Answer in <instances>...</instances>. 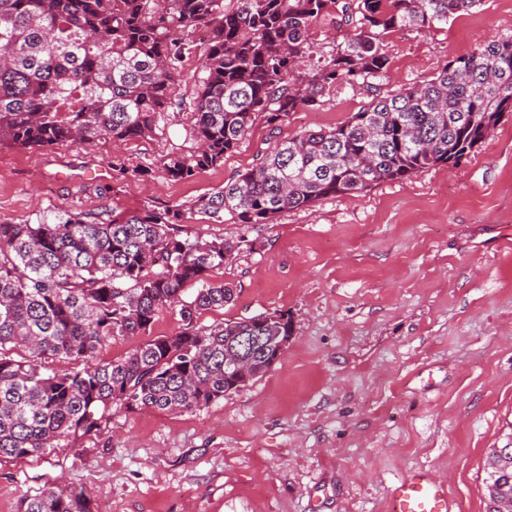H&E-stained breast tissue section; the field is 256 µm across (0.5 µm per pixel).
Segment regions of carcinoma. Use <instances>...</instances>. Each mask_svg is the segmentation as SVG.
<instances>
[{"label": "carcinoma", "mask_w": 512, "mask_h": 512, "mask_svg": "<svg viewBox=\"0 0 512 512\" xmlns=\"http://www.w3.org/2000/svg\"><path fill=\"white\" fill-rule=\"evenodd\" d=\"M482 2L0 0V148L154 138L177 108L189 111L192 146L164 170L188 180L224 163L257 119L274 130L338 82L384 77L387 35L422 33ZM330 15L349 33L319 53L311 29ZM192 53L203 77L188 98L179 77ZM511 112L512 40H492L422 85L373 94L340 126L276 143L187 208L0 222V460L74 448L102 431L114 405L204 410L271 369L261 353L246 380L224 371V357L244 351L241 336H261L273 352L293 332L288 314L198 325L234 300V288L212 278L239 244L191 237L195 217L270 224L288 209L456 165ZM169 307L174 333L97 358ZM485 473L487 512H496L512 496V448L489 451ZM18 512L93 510L85 489L54 482L22 494Z\"/></svg>", "instance_id": "carcinoma-1"}]
</instances>
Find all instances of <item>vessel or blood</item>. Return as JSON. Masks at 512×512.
I'll return each mask as SVG.
<instances>
[{
	"label": "vessel or blood",
	"instance_id": "1",
	"mask_svg": "<svg viewBox=\"0 0 512 512\" xmlns=\"http://www.w3.org/2000/svg\"><path fill=\"white\" fill-rule=\"evenodd\" d=\"M390 512H454L444 481L426 470L403 476L390 493Z\"/></svg>",
	"mask_w": 512,
	"mask_h": 512
}]
</instances>
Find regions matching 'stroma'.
<instances>
[{
	"mask_svg": "<svg viewBox=\"0 0 512 512\" xmlns=\"http://www.w3.org/2000/svg\"><path fill=\"white\" fill-rule=\"evenodd\" d=\"M493 39H512V0L389 34L381 90L422 84ZM369 100L363 86H332L277 131L257 121L223 165L181 181L163 164L189 147L184 112L154 139L2 148L0 221L188 203ZM120 165L127 177H115ZM188 229L240 245L215 276L236 286L234 302L200 324L288 313L294 337L279 363L202 411L117 407L80 451L0 463V512L61 477L94 512H389L391 488L418 467L446 481L456 512H486V455L512 448V115L458 165L270 224Z\"/></svg>",
	"mask_w": 512,
	"mask_h": 512,
	"instance_id": "35a3bbf8",
	"label": "stroma"
}]
</instances>
